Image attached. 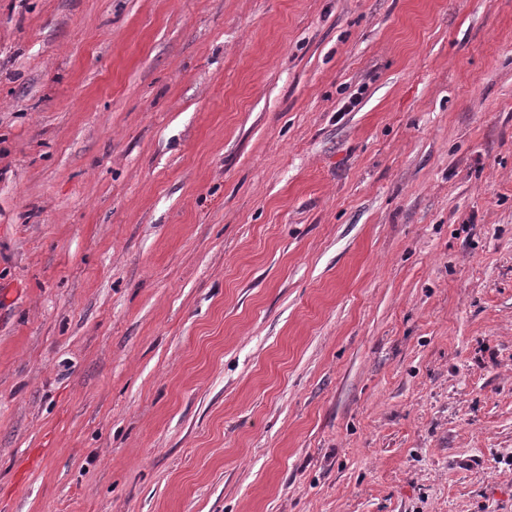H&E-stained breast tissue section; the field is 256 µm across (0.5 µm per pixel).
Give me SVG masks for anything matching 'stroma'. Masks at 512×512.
<instances>
[{
  "instance_id": "1",
  "label": "stroma",
  "mask_w": 512,
  "mask_h": 512,
  "mask_svg": "<svg viewBox=\"0 0 512 512\" xmlns=\"http://www.w3.org/2000/svg\"><path fill=\"white\" fill-rule=\"evenodd\" d=\"M0 512H512V0H0Z\"/></svg>"
}]
</instances>
